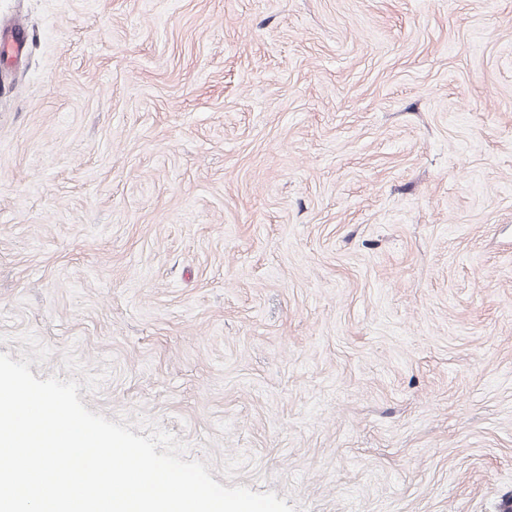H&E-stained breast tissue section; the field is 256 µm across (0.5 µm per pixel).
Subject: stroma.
<instances>
[{
  "mask_svg": "<svg viewBox=\"0 0 512 512\" xmlns=\"http://www.w3.org/2000/svg\"><path fill=\"white\" fill-rule=\"evenodd\" d=\"M0 353L295 512L512 499V0H0Z\"/></svg>",
  "mask_w": 512,
  "mask_h": 512,
  "instance_id": "1",
  "label": "stroma"
}]
</instances>
